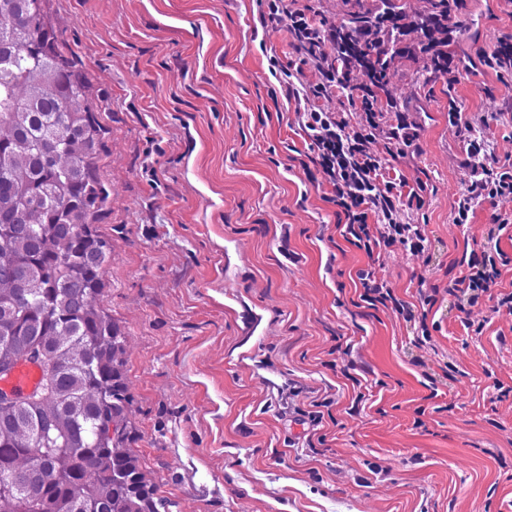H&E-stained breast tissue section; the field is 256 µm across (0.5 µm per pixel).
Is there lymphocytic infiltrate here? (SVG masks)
<instances>
[{
    "instance_id": "1",
    "label": "lymphocytic infiltrate",
    "mask_w": 512,
    "mask_h": 512,
    "mask_svg": "<svg viewBox=\"0 0 512 512\" xmlns=\"http://www.w3.org/2000/svg\"><path fill=\"white\" fill-rule=\"evenodd\" d=\"M266 7L264 21L285 26L304 61L310 62L318 74L316 83L301 88L289 75L283 85L288 98L295 102L298 124L309 141L313 160L332 187L331 201L345 215L346 238L369 254L394 244L419 253L426 241L424 228L404 223L402 209L422 206L423 199L416 191L407 190L403 177L391 175L385 159L386 152L396 145L416 138L414 125L400 113L395 124L387 127L380 113L366 112L354 127L346 111L321 107V100L351 86L356 76L352 63L334 68L327 61L328 49L336 39L335 27L319 20L316 11L303 0H266ZM379 142L384 145L380 151L375 148ZM487 154V148L478 142L470 143L472 176L457 200V223H466L476 203L487 199L512 201V168L494 167ZM499 275L497 257L487 251L482 260L469 263L456 289L473 307Z\"/></svg>"
}]
</instances>
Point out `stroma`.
Instances as JSON below:
<instances>
[{
	"instance_id": "1",
	"label": "stroma",
	"mask_w": 512,
	"mask_h": 512,
	"mask_svg": "<svg viewBox=\"0 0 512 512\" xmlns=\"http://www.w3.org/2000/svg\"><path fill=\"white\" fill-rule=\"evenodd\" d=\"M47 8L108 130L101 304L128 335L132 449L176 512H512V396H497L512 313L495 301L512 292V226L493 298L466 310L448 292L497 211L455 221L466 128L512 164V70L480 63L512 37V0H467L456 86H421L419 60L389 77L417 126L393 162L424 199L403 213L425 229L417 256L343 236L270 58L302 84L315 70L260 0ZM369 267L413 319L361 300Z\"/></svg>"
}]
</instances>
